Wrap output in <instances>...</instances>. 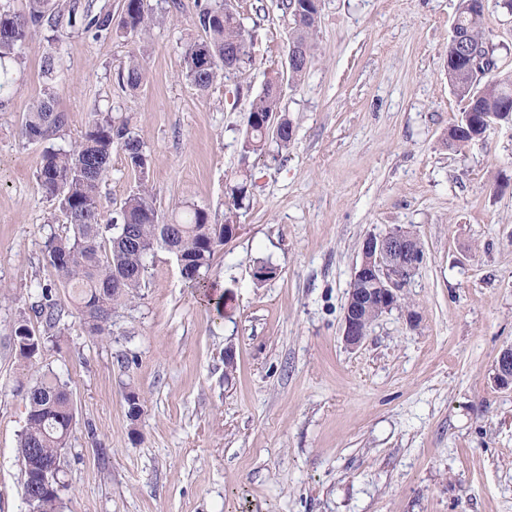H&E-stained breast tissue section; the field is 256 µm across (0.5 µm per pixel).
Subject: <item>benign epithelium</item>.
I'll return each mask as SVG.
<instances>
[{
    "mask_svg": "<svg viewBox=\"0 0 512 512\" xmlns=\"http://www.w3.org/2000/svg\"><path fill=\"white\" fill-rule=\"evenodd\" d=\"M252 122L263 131L280 135L278 113L268 112L253 117ZM415 233L397 227L384 234L368 235L360 244L361 262L354 269V279L377 285V295L351 290L343 313V338L347 345L357 347L367 334L364 319L375 309L387 313L400 304L401 291L419 269L423 254L411 249ZM501 388L512 387V347L501 351L494 374ZM61 466L56 463L39 468L34 488L40 495L54 494L61 489Z\"/></svg>",
    "mask_w": 512,
    "mask_h": 512,
    "instance_id": "obj_1",
    "label": "benign epithelium"
}]
</instances>
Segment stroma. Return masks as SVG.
<instances>
[{
	"instance_id": "obj_1",
	"label": "stroma",
	"mask_w": 512,
	"mask_h": 512,
	"mask_svg": "<svg viewBox=\"0 0 512 512\" xmlns=\"http://www.w3.org/2000/svg\"><path fill=\"white\" fill-rule=\"evenodd\" d=\"M151 3L169 17L147 44L138 90L119 79L134 47L119 32L33 34L10 69L0 108V286L11 295L0 303V512L30 510L18 442L34 370L53 371L74 400L64 512H512V388L494 382L512 346V123L448 146L461 108L446 74L458 0H321L315 60L282 95L292 144L246 161V113L285 59L291 16L281 0H233L253 63L201 91L182 71L187 44L204 35L196 0ZM484 27L499 70L512 71V12L493 0ZM47 91L65 124L25 141L28 107ZM100 111L145 142L161 223L190 205L210 223L240 225L207 272L223 302L200 300L159 248L109 336L88 335L71 315L25 361L14 330L24 321L42 333V287L70 301L44 261L47 237L68 226L37 171L47 148H69ZM243 180L236 207L230 189ZM137 182L113 148L107 217ZM396 227L416 232L423 262L400 307L350 348L342 317L360 243ZM263 264L276 274L260 284ZM131 389L144 401L134 424Z\"/></svg>"
}]
</instances>
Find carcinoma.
Masks as SVG:
<instances>
[{"label": "carcinoma", "instance_id": "1", "mask_svg": "<svg viewBox=\"0 0 512 512\" xmlns=\"http://www.w3.org/2000/svg\"><path fill=\"white\" fill-rule=\"evenodd\" d=\"M227 0H199L198 22L205 37L189 43L184 52L186 77L201 91L207 90L223 73L238 71L252 62V34L241 24L238 15L225 13ZM304 14L297 16V6ZM284 8L293 17L294 27L288 45L303 49L304 66L276 69L267 78L262 91L254 98L246 115V125L260 112H278L285 135L275 140L277 153L288 150L293 141L292 120L281 109L279 87L282 82L297 84L305 77L314 61V34L319 17V0H283ZM487 0H461L453 31L465 36L472 50L489 54L483 30ZM166 12L150 5V0H124L119 22L112 12H92L88 7L70 0L50 4V0H26L25 9L16 11L0 4V103L9 87L6 62L18 59L19 47L37 31H53L66 23L90 32L96 38L106 37L118 29L141 42L151 31L163 25ZM232 49L236 54L224 58ZM496 69L493 59L481 73L467 71L461 60L448 58V83L462 103L459 117L448 128V145L461 150L474 141L466 130L471 112H499L503 94H512V72L491 75ZM120 80L131 90L138 89L146 79L144 52L134 49L121 69ZM65 116L54 110L53 95L36 99L28 109L20 135L27 141H42L55 135L64 125ZM269 138L257 128L246 134L242 160L265 152ZM119 146L128 169L138 174L136 189L121 208L120 221L131 225L132 236L119 240L112 236L114 219H105L100 204V189L110 173L112 148ZM151 155L144 141L132 132L128 122L111 115L95 113L81 139L68 149L45 150L37 181L42 193L54 200L67 220L69 234L52 235L45 244V259L54 270L59 283L70 289L71 302L81 325L91 336L109 333L112 314L140 298L148 272L147 260L156 248L176 245L174 254L183 262L180 274L190 288L206 287V272L215 250L207 239L219 238L224 245V225L208 222L207 213L195 208L180 222L160 224L154 194L147 184ZM172 241H167L166 236ZM43 303L38 315L48 329L55 328L66 314L51 295L41 291ZM67 384L43 372L26 393L27 423L19 447L37 448L46 459L59 456L66 447L71 422L72 394ZM31 512H62L61 495L28 499Z\"/></svg>", "mask_w": 512, "mask_h": 512}]
</instances>
